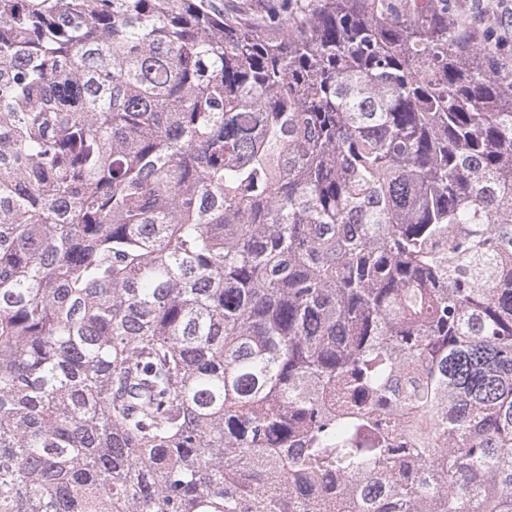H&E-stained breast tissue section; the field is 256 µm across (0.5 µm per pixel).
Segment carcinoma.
<instances>
[{"mask_svg": "<svg viewBox=\"0 0 512 512\" xmlns=\"http://www.w3.org/2000/svg\"><path fill=\"white\" fill-rule=\"evenodd\" d=\"M0 0V512H512V14Z\"/></svg>", "mask_w": 512, "mask_h": 512, "instance_id": "1", "label": "carcinoma"}]
</instances>
